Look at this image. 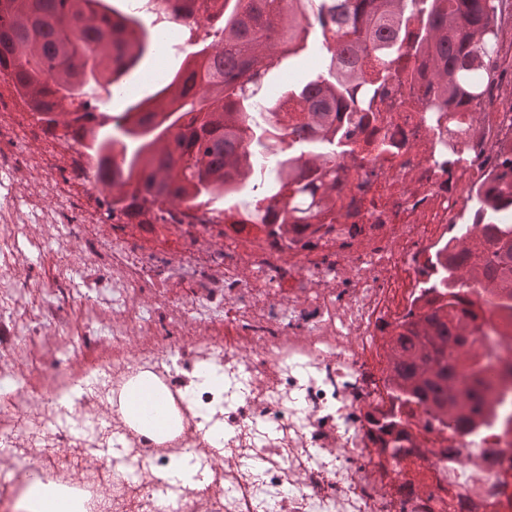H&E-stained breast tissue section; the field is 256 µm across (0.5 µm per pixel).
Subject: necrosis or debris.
I'll return each mask as SVG.
<instances>
[{
  "label": "necrosis or debris",
  "mask_w": 512,
  "mask_h": 512,
  "mask_svg": "<svg viewBox=\"0 0 512 512\" xmlns=\"http://www.w3.org/2000/svg\"><path fill=\"white\" fill-rule=\"evenodd\" d=\"M456 126L435 122L422 93L402 89L368 113L364 147L392 144L389 154L348 166L331 232L292 247L302 259L288 265L280 244L266 236L225 239L223 259L179 264L180 277L205 276L224 289L223 347L192 346L180 371L166 370L156 353L129 356L124 336L135 323L121 303L144 255L112 243V356L86 364L95 383L86 396L63 404L54 394L28 391L20 365H0V382H12L29 399L23 414L0 418V443L24 469L0 512H31L32 487L82 501L88 512H427L412 489L409 471L397 470L388 488L355 466L370 442L367 413L380 400L379 370L365 354L396 314L409 308L426 278L431 248L446 244L460 217L473 209L471 191L490 180L500 140L512 136V106L460 112ZM298 297L284 305V295ZM360 344L345 348L343 339ZM252 347L249 361L239 341ZM220 379L203 383L200 373ZM149 379L163 396H178L165 435L119 421L87 424L85 406L120 401L123 386ZM211 410L224 428V470L207 484L166 481L173 460L195 454L203 470L214 453L197 412ZM119 444L143 475L126 478L98 457ZM490 433L466 432L449 450L424 454L441 484L462 489L458 512H512L508 463L495 452ZM262 467H254V460Z\"/></svg>",
  "instance_id": "1"
}]
</instances>
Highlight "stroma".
<instances>
[{
	"label": "stroma",
	"instance_id": "obj_1",
	"mask_svg": "<svg viewBox=\"0 0 512 512\" xmlns=\"http://www.w3.org/2000/svg\"><path fill=\"white\" fill-rule=\"evenodd\" d=\"M69 197L70 207L61 212L54 227L44 229L38 245L29 237L44 210L55 207L57 192ZM92 182V164L78 146L58 139L44 140L28 108L16 99L8 83L0 80V207L17 212L19 264L12 271V286L5 289V302L12 305V320L26 332L21 349L0 347V362L13 363L20 354L40 357L28 367L25 378L40 391L58 385L84 383L83 360L112 352V242L121 240L129 249L147 255L150 267L140 274L126 296L128 310L150 318L152 332H133L126 337L130 354L166 350L170 365H177L178 352L166 347L167 317L176 310L185 316L176 329L188 340L204 339L223 344L224 301L205 294L207 283L186 282L175 266L185 249L195 256H219L224 240L214 235L191 243L167 231H144L106 221ZM67 241L59 253L56 238ZM95 251V266L84 264L87 251ZM47 309L40 325L30 324L32 312ZM84 333L78 344L63 346L62 340L75 325Z\"/></svg>",
	"mask_w": 512,
	"mask_h": 512
}]
</instances>
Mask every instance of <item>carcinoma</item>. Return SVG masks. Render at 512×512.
<instances>
[{
  "instance_id": "carcinoma-1",
  "label": "carcinoma",
  "mask_w": 512,
  "mask_h": 512,
  "mask_svg": "<svg viewBox=\"0 0 512 512\" xmlns=\"http://www.w3.org/2000/svg\"><path fill=\"white\" fill-rule=\"evenodd\" d=\"M501 3L186 0L181 27L203 26L219 42L188 44L179 67L123 111L85 102L79 113L70 106L85 86L119 91L156 50L158 32L116 0H0V78L49 116L45 132L55 137L63 125L93 160L112 195L106 220L247 231L286 247L336 219L344 163L362 161L358 115L377 111L388 85L420 87L432 112L493 103ZM313 33L326 50L319 72L268 94L269 71ZM264 154L276 168L248 223L224 224ZM475 207L482 233L434 254L414 305L383 338L382 405L365 430L387 461L408 458V448H446L502 413L501 356L465 290L480 288L498 314L497 335H512V140Z\"/></svg>"
}]
</instances>
